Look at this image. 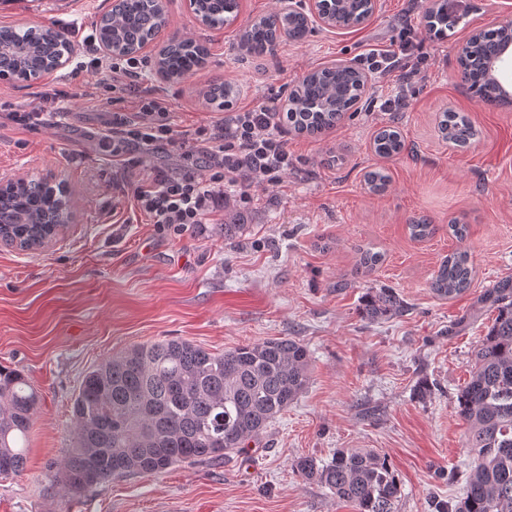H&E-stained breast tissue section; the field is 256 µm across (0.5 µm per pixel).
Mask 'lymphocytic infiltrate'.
<instances>
[{
    "instance_id": "obj_1",
    "label": "lymphocytic infiltrate",
    "mask_w": 512,
    "mask_h": 512,
    "mask_svg": "<svg viewBox=\"0 0 512 512\" xmlns=\"http://www.w3.org/2000/svg\"><path fill=\"white\" fill-rule=\"evenodd\" d=\"M84 70L109 69L119 91L134 97L131 108L112 112V155L118 160L119 187L159 230L177 232L217 216L228 188L273 184L294 166L284 137L286 121L277 107L257 102L230 110L192 134L175 131L163 96L143 82L145 63L135 57L102 60L93 36L82 42ZM423 43L414 28L403 27L399 50L372 52L360 63L369 72L400 71L412 85L424 71ZM168 150L178 165H154L150 159Z\"/></svg>"
}]
</instances>
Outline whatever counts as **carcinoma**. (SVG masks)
I'll list each match as a JSON object with an SVG mask.
<instances>
[{
    "label": "carcinoma",
    "mask_w": 512,
    "mask_h": 512,
    "mask_svg": "<svg viewBox=\"0 0 512 512\" xmlns=\"http://www.w3.org/2000/svg\"><path fill=\"white\" fill-rule=\"evenodd\" d=\"M125 9L112 28L95 27L98 41H113L126 49L149 39L162 27V0H124ZM324 8L345 27L358 24L369 0H323ZM198 10L208 27L235 22L238 0H199ZM426 28L435 39L448 38L459 17L448 12L445 0H433L425 14ZM295 28L297 39L308 29L286 14L251 20L241 46L253 57L273 53L275 32ZM503 43L500 31L477 33L460 58L465 82L479 101L498 99L499 85L489 75L488 56ZM11 75L28 80L49 70L47 61L66 52L67 43L49 28L0 27V50ZM208 49L193 40L176 39L174 50L156 61L180 80L205 66ZM362 71L321 69L305 76L286 103L288 127L299 134L321 135L333 128L361 102ZM237 86L207 96L220 109L233 104ZM438 130L453 144L474 140L478 131L469 117L456 111L441 113ZM405 147L399 131L380 130L374 152L384 158ZM390 176L383 168L365 174L374 193L386 189ZM54 212L65 221L61 198L44 190L18 189L0 207V237L23 250H36L53 225L40 223L41 214ZM410 236L423 240L435 233L424 218L408 225ZM474 278L473 261L463 252L449 254L430 282L433 293L451 299L467 291ZM478 304L496 311L493 324L474 352L470 378L458 397V413L469 427L467 447L474 452L466 477V492L452 505L432 504L434 512H512V277L486 290ZM402 310L399 295L390 288H373L363 306L365 318L377 321ZM309 381L306 347L293 338H268L239 344L222 353L183 339H164L133 345L90 368L72 402L73 445L58 478L74 493L135 474H155L184 462L221 459L258 439L270 422L288 409ZM39 403L37 390L25 375L0 366V477L18 476L26 462L25 439ZM296 471L315 480L355 512H395L400 482L388 458L367 450H338L322 465L301 457Z\"/></svg>",
    "instance_id": "obj_1"
}]
</instances>
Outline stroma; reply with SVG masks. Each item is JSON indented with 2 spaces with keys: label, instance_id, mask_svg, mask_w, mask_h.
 <instances>
[{
  "label": "stroma",
  "instance_id": "35a3bbf8",
  "mask_svg": "<svg viewBox=\"0 0 512 512\" xmlns=\"http://www.w3.org/2000/svg\"><path fill=\"white\" fill-rule=\"evenodd\" d=\"M431 0H380L364 25L314 27L273 57L247 60L240 34L278 0H240L236 23L200 26L184 0H164L170 35L206 42L211 58L196 75L159 82L177 131L209 122L202 96L210 78L240 86L242 108L287 97L302 77L337 60L357 63L372 48H396L403 23L422 28ZM109 0H0V26L71 28V44L92 30ZM452 36L428 40L425 76L401 112L358 110L325 136L289 133L294 167L281 183L251 187L225 203L214 223L173 233L128 223L101 137L112 125V93L96 76L57 69L34 81L0 80V102L42 109L44 92H68L66 118L47 129L0 125V182L53 173L71 189L76 220L45 247L0 245V365L23 372L41 401L29 434L26 468L0 479V512H354L295 461L329 462L339 449L388 457L401 483L396 512H432L431 499L465 493L472 456L457 398L496 313L478 296L512 277V111L472 98L455 50L471 33L511 13L512 0H466ZM466 113L478 139L459 149L441 139L443 109ZM398 128L405 149L385 159L375 134ZM377 167L387 189L370 192ZM427 218L434 236L413 240L410 220ZM242 224L225 239V221ZM464 224L466 237L449 225ZM383 256L355 275L359 251ZM468 252L475 275L465 293L438 298L430 281L443 259ZM392 288L407 310L378 321L362 314L369 289ZM465 328H458L459 320ZM179 337L214 353L292 337L309 355L306 389L245 451L180 463L159 475L110 480L72 494L53 475L73 444L71 406L85 372L124 349ZM430 396L414 394L419 379Z\"/></svg>",
  "mask_w": 512,
  "mask_h": 512
}]
</instances>
